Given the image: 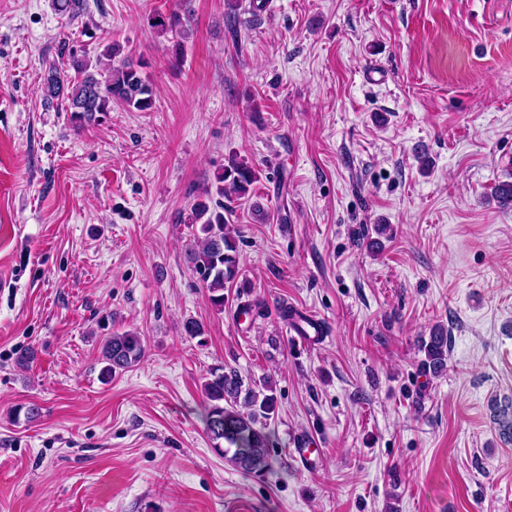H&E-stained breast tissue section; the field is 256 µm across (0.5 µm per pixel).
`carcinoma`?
Listing matches in <instances>:
<instances>
[{"instance_id": "obj_1", "label": "carcinoma", "mask_w": 512, "mask_h": 512, "mask_svg": "<svg viewBox=\"0 0 512 512\" xmlns=\"http://www.w3.org/2000/svg\"><path fill=\"white\" fill-rule=\"evenodd\" d=\"M183 26L181 17L172 13L160 17L154 27L160 33L173 32ZM120 53V47L108 44L104 56L109 62H92L86 54L68 52L76 77L65 79L56 69H50L46 78V101L62 96L72 124L79 128L86 123L99 122L119 103L137 112H151L155 93L149 79V63L143 59L123 60L119 64L110 59ZM258 180L255 168L244 158L230 154L214 180L196 196L187 221L199 225L194 245L188 257L193 273L207 289L211 305L224 311V289L248 288L244 277L241 254L231 234L230 211L224 199H242L249 196ZM419 351L424 353L421 366L433 376L440 375L448 361V329L433 327L422 339ZM143 353L142 336L137 332L114 333L102 346L101 376L105 380L131 368ZM202 393L205 398L204 423L214 448L222 454L225 442L233 447L229 462L245 471L257 473L268 464L272 443L261 425V420L275 414L277 398L270 387L257 390L244 382L232 367H215L204 378Z\"/></svg>"}]
</instances>
